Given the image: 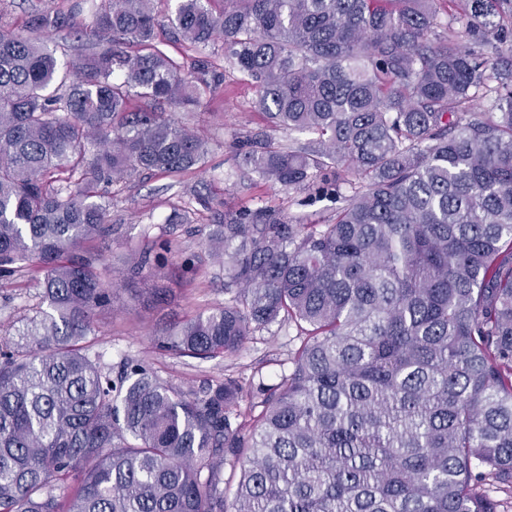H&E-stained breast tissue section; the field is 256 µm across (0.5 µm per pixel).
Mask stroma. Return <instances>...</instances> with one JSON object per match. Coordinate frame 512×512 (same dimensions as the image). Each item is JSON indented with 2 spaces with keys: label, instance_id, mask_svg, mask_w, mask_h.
Wrapping results in <instances>:
<instances>
[{
  "label": "stroma",
  "instance_id": "stroma-1",
  "mask_svg": "<svg viewBox=\"0 0 512 512\" xmlns=\"http://www.w3.org/2000/svg\"><path fill=\"white\" fill-rule=\"evenodd\" d=\"M173 9L172 0H160L162 23L155 42L184 71L199 73L210 85L199 106L189 112L174 110L173 116L207 142L209 153L200 168L177 177L140 172L107 186L110 221L117 231L101 252L115 294L111 305L95 317L90 350L99 354L104 368L117 369L128 358L139 360L186 391H200L227 375L245 387L259 381L271 385L291 367L290 357L299 345L294 330L274 324L257 332L240 353L207 359L174 355L160 348L159 341L174 326L228 299L224 262L207 246L213 224L261 209L318 222L343 206L350 188L343 184L327 192L285 189L242 165L237 150L248 140L270 136L300 149L314 147L315 137L268 127L254 108L255 81L225 58L222 40L196 48L174 38L168 21ZM151 238L170 242L153 269L170 290L167 303L159 306L147 301L144 281H131L126 275L131 258L143 252ZM40 279L32 265L22 262L13 277L0 280V337L14 336L43 308Z\"/></svg>",
  "mask_w": 512,
  "mask_h": 512
}]
</instances>
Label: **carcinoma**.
<instances>
[{
	"instance_id": "1",
	"label": "carcinoma",
	"mask_w": 512,
	"mask_h": 512,
	"mask_svg": "<svg viewBox=\"0 0 512 512\" xmlns=\"http://www.w3.org/2000/svg\"><path fill=\"white\" fill-rule=\"evenodd\" d=\"M189 44L259 87L274 130L318 146L247 143L243 164L284 188L334 167L352 189L322 222L259 213L209 247L232 296L164 346L232 355L272 324L303 337L292 369L250 395H201L89 353L112 303L101 185L177 175L207 144L162 111L195 78L154 45L155 0H106L0 25V277L42 274L47 308L0 343V512H499L512 495V0H175ZM479 49L439 31L438 4ZM89 51L61 69L38 33ZM488 112L469 111L476 97ZM68 172L59 180L55 172ZM240 462L232 493L224 460ZM74 490L58 494V483Z\"/></svg>"
}]
</instances>
